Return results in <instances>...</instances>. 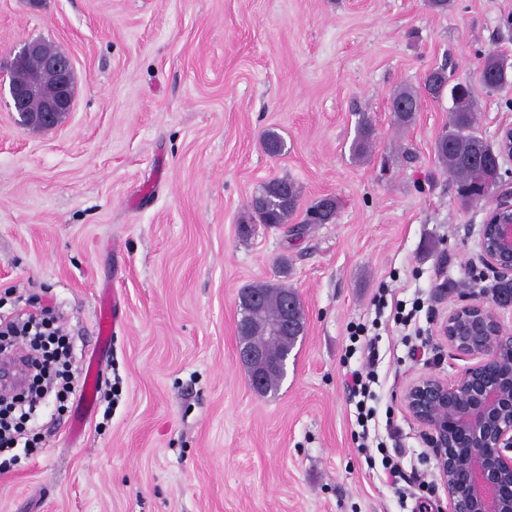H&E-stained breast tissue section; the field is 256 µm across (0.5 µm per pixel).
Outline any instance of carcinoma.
I'll return each instance as SVG.
<instances>
[{"label": "carcinoma", "instance_id": "carcinoma-1", "mask_svg": "<svg viewBox=\"0 0 512 512\" xmlns=\"http://www.w3.org/2000/svg\"><path fill=\"white\" fill-rule=\"evenodd\" d=\"M510 70L512 64H506V58L488 53L483 56L479 82L485 89L496 91L506 85ZM450 97L453 108L448 119V130L435 143L434 153L440 167L456 184L462 204L469 205L478 200V190L487 184L491 174L500 166V161L489 142L474 132L476 104L470 87L456 83L450 87ZM391 108L397 123L409 124L419 108L418 96L412 89L402 88L394 93ZM370 132L369 119L365 116L359 118L357 134L351 146L353 158L360 161L367 157ZM255 199L258 205L254 215L258 222L267 227L284 229L298 209L300 192L293 181L277 178L262 184ZM336 206L334 201L325 206L318 203L310 206L301 224L329 223L335 216ZM246 289L260 296L262 315L253 322L251 329H242L238 335L251 337L255 345L290 353L297 336L305 332V327L295 326L282 343L268 338V335L269 327L282 316L286 299L298 297L296 291L285 283L248 285Z\"/></svg>", "mask_w": 512, "mask_h": 512}]
</instances>
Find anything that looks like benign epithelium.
I'll return each mask as SVG.
<instances>
[{"mask_svg": "<svg viewBox=\"0 0 512 512\" xmlns=\"http://www.w3.org/2000/svg\"><path fill=\"white\" fill-rule=\"evenodd\" d=\"M20 54L33 58V71H0V93L8 91L15 123L40 131L58 127L74 103L71 58L49 52L39 38L27 39ZM38 99L35 112L25 103ZM500 157L512 159V125L493 141ZM485 194L496 202L479 230V262L495 280L512 278V182L499 176ZM512 309L502 296L488 305L484 296L465 292L440 324L448 348L474 363L452 381L421 376L402 392L408 414L424 431L441 474L448 512H512V329L498 310ZM238 358L252 390L263 395L268 372L287 365L269 351L241 344Z\"/></svg>", "mask_w": 512, "mask_h": 512, "instance_id": "benign-epithelium-1", "label": "benign epithelium"}]
</instances>
